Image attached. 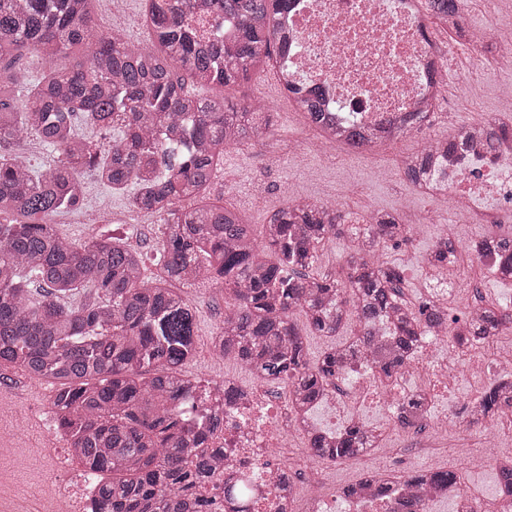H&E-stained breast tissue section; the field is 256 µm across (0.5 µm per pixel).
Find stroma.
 I'll list each match as a JSON object with an SVG mask.
<instances>
[{"instance_id": "1", "label": "stroma", "mask_w": 512, "mask_h": 512, "mask_svg": "<svg viewBox=\"0 0 512 512\" xmlns=\"http://www.w3.org/2000/svg\"><path fill=\"white\" fill-rule=\"evenodd\" d=\"M499 83L480 85L476 97L460 98L450 92L448 110L434 124L436 137H452L462 122L482 121L511 110L500 94V83H512V69L502 70ZM197 93L207 97H223L243 104L253 99H267L271 114L270 126L262 138L250 147L229 149L219 175L211 186L212 196L221 198L226 206L238 210L251 224L254 231H261L268 217L286 204L287 198L317 200L336 205L331 190L336 182L346 185V205L364 212H381L395 215L401 223L414 227L409 240L399 245H388L381 258L390 265L399 266L405 279L404 297L411 304H419L429 296L421 276L428 268L434 242L446 231L444 223L435 220L434 212L440 209L439 201L412 192L403 172L397 171L399 157L420 150L422 135L400 136L376 154L354 158L352 149L337 146V159L322 164L319 156L308 152L298 160L286 154L289 138L304 141L311 139L312 131L305 127L303 117L295 112L287 97L276 85L273 66H265L250 80L232 87L196 85ZM86 199L82 208L55 216L60 233L72 240L105 235L122 240L141 250L145 264H153L162 237L163 221L156 214H132V190L115 191L98 181L90 173H82ZM182 296L196 310L194 339L196 354L183 371L189 375L203 373L220 380L235 377L240 384L255 383L256 376L249 367L236 360L214 362L208 345L219 330L224 317V293L218 285L199 282L181 287ZM24 389L28 398L11 416L19 430L25 431L32 446L27 454L34 471L48 473L53 463L63 455L59 445L35 447V440L45 437L44 423L49 416L46 394L49 383L26 379L22 374L7 372L6 381L0 385V396H12L16 389Z\"/></svg>"}]
</instances>
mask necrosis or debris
<instances>
[{
	"instance_id": "1",
	"label": "necrosis or debris",
	"mask_w": 512,
	"mask_h": 512,
	"mask_svg": "<svg viewBox=\"0 0 512 512\" xmlns=\"http://www.w3.org/2000/svg\"><path fill=\"white\" fill-rule=\"evenodd\" d=\"M471 0H463L454 22L441 25L422 0H295L286 15L288 54L284 63L293 86L321 87L326 110L352 112L364 133L402 123L410 112H438L450 85L448 61L466 54L471 69H481L482 48L493 43L495 62L512 63V34L501 35L483 26L458 36L457 25L468 22ZM506 131L486 145L480 131H471L464 147L448 158V180L420 185L421 193L445 201L442 217L484 224L512 223V113L501 115ZM446 346L448 360L430 351ZM512 364V349H501L495 337L473 346L449 344L447 337H424L406 375L429 380V397L454 395L457 373H482ZM405 377L382 382L370 369L356 367L337 379L328 393L336 404V421L359 422L371 406L384 420L377 438L400 428L398 396ZM246 407L224 415V469L221 480L246 482L253 491L251 512H400L398 502H381L374 495L361 503L343 496L332 502L312 492L304 508L296 506L298 487L316 483L308 448L288 447L295 435H306L311 419L299 416L291 402L273 403L264 384L245 389ZM94 480L80 473L71 456L62 457L37 493L40 503L65 499L70 512H87Z\"/></svg>"
}]
</instances>
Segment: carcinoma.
<instances>
[{
  "mask_svg": "<svg viewBox=\"0 0 512 512\" xmlns=\"http://www.w3.org/2000/svg\"><path fill=\"white\" fill-rule=\"evenodd\" d=\"M97 2L0 0V146L34 135L58 154L43 172L0 154V216H16L0 223V366L54 386L52 408L71 454L101 482L95 512H207L204 485L219 481L224 456L207 444L222 431L224 416L206 405L210 386L182 373L194 357L196 311L175 282L222 286L232 299L221 326L223 357L262 380L288 384V399L305 410L357 364L385 378L399 374L432 327L470 345L509 329L512 318L494 306L464 320L436 300L405 301L400 269L374 260L388 243L407 238L408 226L393 216L373 214L348 226L338 209L295 201L263 225L261 246L238 213L207 200L224 152L247 144L270 118L255 103L201 97L187 79L224 88L250 79L272 55L285 57L280 18L291 0H144L143 47L98 31ZM459 3L428 0V9L446 22ZM199 9L213 17L206 40L193 34ZM226 21L237 24L230 47ZM70 47L85 55L78 68H48L29 79L28 54L51 64ZM292 103L313 123L326 115L315 88ZM425 118L413 112L409 125H391L377 140L418 131ZM79 125L120 135L101 159L97 141L78 134ZM462 133L412 155L406 179L415 185L448 175L436 150L462 147ZM81 168L114 190L134 185L132 207L164 217L156 272L146 275L142 254L118 239L77 242L58 233L51 218L82 205ZM346 228L354 246L344 278L314 276L321 246ZM472 249L494 255L495 274L512 278V236H487ZM457 255L455 240L436 241L434 284L445 281ZM82 288L99 301L68 304ZM297 312L319 336L336 335L351 319L358 333L312 364L293 321ZM509 387L506 379L479 395L485 413L507 405ZM420 415L412 397L400 422L410 425ZM308 441L314 459L341 463L372 447L373 432L356 424L334 437L313 429ZM460 480L455 470L428 471L380 494L391 498L415 481Z\"/></svg>",
  "mask_w": 512,
  "mask_h": 512,
  "instance_id": "1",
  "label": "carcinoma"
}]
</instances>
